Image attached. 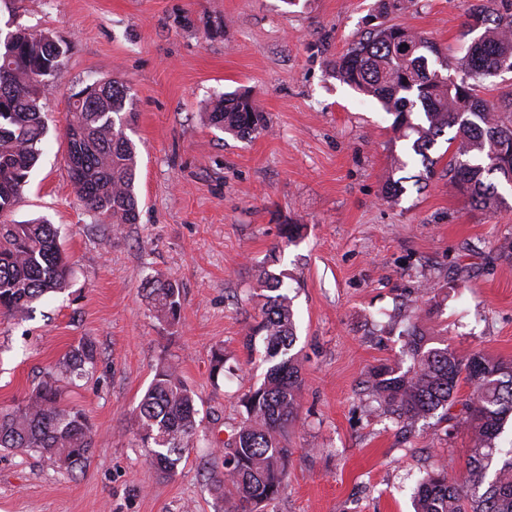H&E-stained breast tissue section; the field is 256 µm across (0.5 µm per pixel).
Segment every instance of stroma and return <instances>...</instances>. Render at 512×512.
I'll return each instance as SVG.
<instances>
[{"label":"stroma","instance_id":"35a3bbf8","mask_svg":"<svg viewBox=\"0 0 512 512\" xmlns=\"http://www.w3.org/2000/svg\"><path fill=\"white\" fill-rule=\"evenodd\" d=\"M470 0H0V30L48 31L68 51L40 87L47 134L11 220L60 230L73 268L63 293L27 318L0 314V407L20 403L85 336L92 375L63 387L89 417L95 447L60 473L34 452L0 449V512H224L211 477L240 399L267 366L245 336L264 302L261 267L293 300L300 378L288 481L266 512H413L426 470L466 471L471 440L433 415L404 427L369 412L374 367L406 371V333L429 346L512 362V186L478 210L448 188L445 143L424 189L382 197L405 156L380 103L337 80L331 63L375 29L401 24L462 56ZM118 79L137 114L138 219L113 230L77 197L66 166L71 87ZM250 95L266 121L246 138L205 125L209 103ZM302 225L288 241L286 225ZM179 286L181 322L157 320L143 289ZM223 348V376L210 374ZM194 391L201 422L172 476L147 462L130 416L160 359Z\"/></svg>","mask_w":512,"mask_h":512}]
</instances>
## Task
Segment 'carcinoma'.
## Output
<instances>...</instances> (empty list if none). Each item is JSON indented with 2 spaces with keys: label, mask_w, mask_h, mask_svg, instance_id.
Instances as JSON below:
<instances>
[{
  "label": "carcinoma",
  "mask_w": 512,
  "mask_h": 512,
  "mask_svg": "<svg viewBox=\"0 0 512 512\" xmlns=\"http://www.w3.org/2000/svg\"><path fill=\"white\" fill-rule=\"evenodd\" d=\"M472 39L460 58H450L423 35L392 24L356 41L336 58V78L377 99L394 115L392 130L406 142L410 160L423 172L397 176L408 166L393 159L383 195L400 197L405 183L422 189L437 160L431 152L446 138L453 155L445 169L448 186L470 204L491 211L501 204L498 183H512V112L478 95L483 75L512 60V0H474L467 9L466 34ZM414 51L408 55L406 45ZM66 49L49 32L0 33V311L27 315L42 297L60 293L72 265L54 225L41 219H4L20 198L36 165L45 122L39 86L49 72L60 73ZM128 88L116 79L97 81L74 91L65 116L66 163L70 181L85 205L103 224H134L138 216L136 180L139 156L127 135L135 113L126 109ZM203 120L207 126L247 137L265 127L255 100L225 96ZM454 131L448 135V131ZM159 319L180 321L179 287L170 280L146 282ZM270 291L261 319L249 328L246 348L262 338L268 363L263 381L241 400L244 417L224 443V471L214 475L217 496L234 499L232 512H265L281 495L290 449L283 444L297 417L300 379L292 299L281 280L263 273ZM406 353L411 365L398 373L381 365L370 374L373 404L399 423L449 413L460 382L472 385L460 424L474 434L466 475L456 480L441 465L426 472L414 490L415 512H512V362L480 352L460 358L448 347H427L412 326ZM97 362L95 342L84 337L55 369L45 373L24 400L0 410V447L35 451L72 473L89 461L92 425L81 409L62 402L63 379L86 376ZM136 434L151 465L162 475L174 471L199 421L194 393L174 364L160 362L134 413Z\"/></svg>",
  "instance_id": "obj_1"
}]
</instances>
